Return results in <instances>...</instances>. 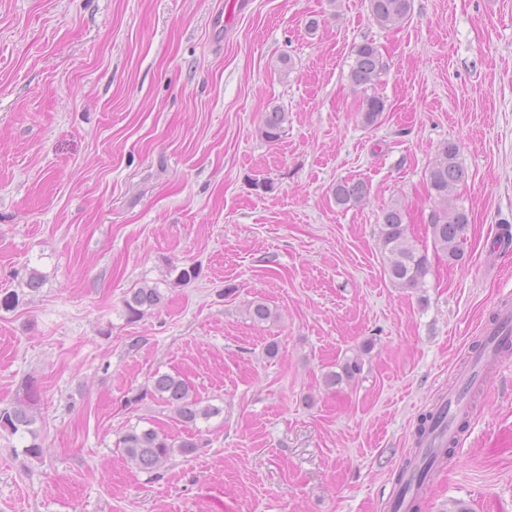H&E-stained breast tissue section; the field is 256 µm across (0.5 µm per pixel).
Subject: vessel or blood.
<instances>
[{
	"label": "vessel or blood",
	"instance_id": "b4317fda",
	"mask_svg": "<svg viewBox=\"0 0 512 512\" xmlns=\"http://www.w3.org/2000/svg\"><path fill=\"white\" fill-rule=\"evenodd\" d=\"M483 331L490 338L485 354L477 364L462 374L460 385L448 390V409L451 414L462 418L473 414V407L464 393L465 388L485 386L487 375L493 372L502 349L512 346V309H497L493 323L485 325Z\"/></svg>",
	"mask_w": 512,
	"mask_h": 512
}]
</instances>
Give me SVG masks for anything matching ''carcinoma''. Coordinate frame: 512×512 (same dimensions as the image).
Instances as JSON below:
<instances>
[{
  "instance_id": "cac0c4a2",
  "label": "carcinoma",
  "mask_w": 512,
  "mask_h": 512,
  "mask_svg": "<svg viewBox=\"0 0 512 512\" xmlns=\"http://www.w3.org/2000/svg\"><path fill=\"white\" fill-rule=\"evenodd\" d=\"M411 0H368L370 15L382 28H391L405 21L411 12ZM383 71V61L378 48L372 42L358 45L350 68L349 79L353 86L368 89L375 85ZM384 111V101L378 96L367 97L362 104L363 120L374 123ZM286 113L274 109L265 113L261 136L275 142L280 139ZM465 178V171L459 162L457 144L449 142L437 152L428 172V184L435 197L442 205L431 210L428 215L434 248L448 257V262L455 263L463 259L462 244L468 225L466 211L458 207L450 191ZM368 195L367 185L360 181L341 180L333 189V196L338 205L358 203ZM378 242L387 264L384 271L391 283L399 288H421L428 272V260L407 235L402 208L393 203L381 214L378 224ZM164 303V294L155 286L144 285L133 289L123 300L129 319H139L146 312L155 310ZM249 315L253 322L262 324L273 317L268 305L254 302L250 305ZM360 371L358 360H352L342 366V372L332 373L326 382L336 385L354 377ZM151 396L173 413V419L184 424L194 425L199 419L207 420L220 412V409L203 404V400L190 394L189 387L180 378L171 374L152 377L151 382L142 392V396ZM37 421L31 410L30 402H18L12 406L0 408V431L12 435L28 433L35 435L32 425ZM440 427L436 408L423 414L415 431L416 442L436 439ZM119 445L128 461L137 468L156 473L162 469L174 453L189 455L198 448V443L187 438L176 441L160 434L154 428L128 427ZM451 454L450 445L444 441L428 448L421 456L417 453L401 470L395 482L401 490V499L408 500L411 512L419 509L418 498L412 495V483H426L435 469Z\"/></svg>"
}]
</instances>
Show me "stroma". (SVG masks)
Returning <instances> with one entry per match:
<instances>
[{
    "label": "stroma",
    "mask_w": 512,
    "mask_h": 512,
    "mask_svg": "<svg viewBox=\"0 0 512 512\" xmlns=\"http://www.w3.org/2000/svg\"><path fill=\"white\" fill-rule=\"evenodd\" d=\"M226 2L0 0V296H19L0 307V407L36 390L43 447L0 434V512H391L420 415L512 303V249L490 246L512 231V0H412L392 29L368 0H249L225 28ZM367 40L385 65L370 126L348 78ZM449 141L457 263L427 224ZM340 180L367 198L337 205ZM395 202L421 288L384 274ZM146 284L165 301L129 321ZM255 301L273 320L252 323ZM157 373L218 415L173 422L141 395ZM133 425L199 446L156 479L118 445ZM452 500L512 512V352L419 512ZM287 120L286 112H281L278 109H273L271 112H266L261 128V136L268 142H275L280 139L283 132V124Z\"/></svg>",
    "instance_id": "obj_1"
}]
</instances>
